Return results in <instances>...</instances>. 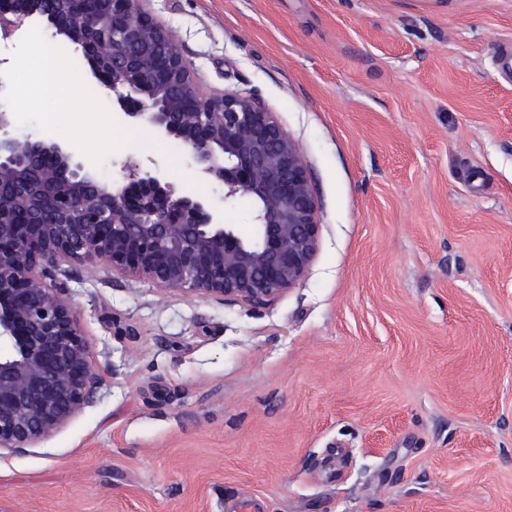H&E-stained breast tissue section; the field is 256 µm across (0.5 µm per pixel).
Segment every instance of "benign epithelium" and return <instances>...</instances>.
I'll return each instance as SVG.
<instances>
[{"label": "benign epithelium", "instance_id": "obj_1", "mask_svg": "<svg viewBox=\"0 0 512 512\" xmlns=\"http://www.w3.org/2000/svg\"><path fill=\"white\" fill-rule=\"evenodd\" d=\"M68 0H0V31L45 20L76 47L96 43L99 86L124 114L179 140L224 199H248L254 229L181 195L159 170L128 157L104 182L55 141L13 137L0 111V450L36 447L65 428L95 385L91 350L71 308L47 283L63 262H107L123 275L188 295L274 301L309 273L319 248L317 201L298 145L252 97L204 96L162 27L138 0H100L88 24ZM118 42L121 48L109 52ZM172 95L149 92L155 58ZM191 97V112L172 108Z\"/></svg>", "mask_w": 512, "mask_h": 512}]
</instances>
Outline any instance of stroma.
Instances as JSON below:
<instances>
[{"mask_svg": "<svg viewBox=\"0 0 512 512\" xmlns=\"http://www.w3.org/2000/svg\"><path fill=\"white\" fill-rule=\"evenodd\" d=\"M140 6L200 93L252 96L298 144L319 249L268 305L61 264L98 382L67 427L0 452V512H512V0ZM35 31L66 61L50 120ZM74 53L40 21L0 35L13 134L108 182L148 154L250 230Z\"/></svg>", "mask_w": 512, "mask_h": 512, "instance_id": "35a3bbf8", "label": "stroma"}]
</instances>
